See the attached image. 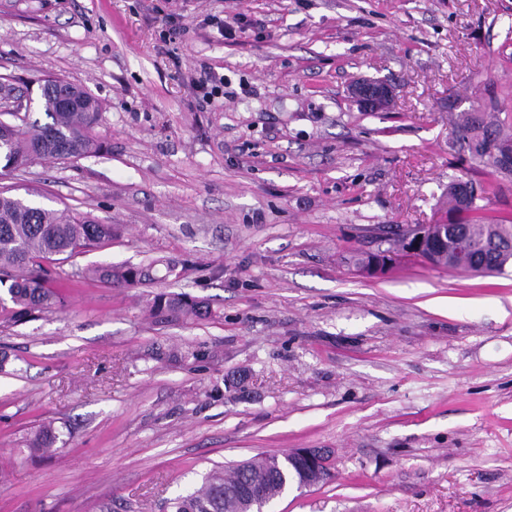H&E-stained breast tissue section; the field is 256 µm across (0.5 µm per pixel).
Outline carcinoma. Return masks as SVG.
Returning <instances> with one entry per match:
<instances>
[{"instance_id": "cac0c4a2", "label": "carcinoma", "mask_w": 512, "mask_h": 512, "mask_svg": "<svg viewBox=\"0 0 512 512\" xmlns=\"http://www.w3.org/2000/svg\"><path fill=\"white\" fill-rule=\"evenodd\" d=\"M65 86L78 106L66 110L57 96V89ZM40 107L51 122L44 125L29 121V113L0 110V158L4 171H14L32 159L68 160L87 157L101 149L95 134L101 103L85 88L62 80L48 81L41 87ZM458 141L464 143L471 156L498 169L497 159L490 152L502 153L512 149V134L503 130L502 123L489 112L477 115L463 112L454 127ZM448 199L452 207L451 224L457 237L468 246H448V251L431 259L436 266L471 271L474 260L485 259L496 269L504 268L512 260V218L492 219L475 205L476 189L467 182L448 184ZM112 239V225L102 224L89 214L67 208L55 209L32 204L17 196L0 192V284H8L9 299L0 297V316L8 321H19L52 311L61 303L59 292L52 286L50 271L43 261L52 256L68 258ZM499 244L495 251H487L488 243ZM152 267L98 265L78 270L75 276H91L106 283L134 285L151 279ZM157 317H194L204 319L211 315L209 306L185 294H162L152 305ZM56 442L51 427L39 430L31 442L33 453L50 450ZM297 452L259 455L224 470H214L201 486L190 495L170 503L173 512H239L242 503L226 492L248 485L266 487L265 494L252 503L259 512L279 498L292 482L301 483L297 466Z\"/></svg>"}]
</instances>
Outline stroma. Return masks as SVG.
Masks as SVG:
<instances>
[{
	"label": "stroma",
	"instance_id": "obj_1",
	"mask_svg": "<svg viewBox=\"0 0 512 512\" xmlns=\"http://www.w3.org/2000/svg\"><path fill=\"white\" fill-rule=\"evenodd\" d=\"M232 15L245 40L217 29ZM48 78L98 98L101 151L0 190L112 239L49 261L61 310L0 322V512H167L213 468L296 448L333 477L271 512H512V264H356L444 223L459 179L512 217V172L452 135L491 107L512 128V0H0V98ZM359 78L389 81V111L358 109ZM105 263L153 278L75 276ZM162 293L212 314L157 322Z\"/></svg>",
	"mask_w": 512,
	"mask_h": 512
}]
</instances>
